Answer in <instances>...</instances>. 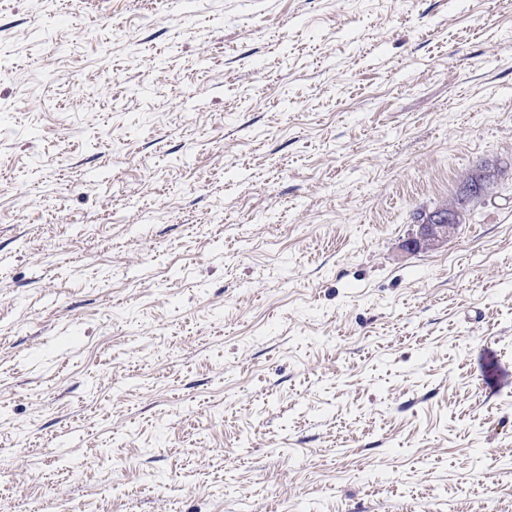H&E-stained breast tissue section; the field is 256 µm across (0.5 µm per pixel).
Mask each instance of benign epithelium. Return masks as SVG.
Returning <instances> with one entry per match:
<instances>
[{
    "label": "benign epithelium",
    "instance_id": "1",
    "mask_svg": "<svg viewBox=\"0 0 512 512\" xmlns=\"http://www.w3.org/2000/svg\"><path fill=\"white\" fill-rule=\"evenodd\" d=\"M496 176V170L489 167L472 171L458 193L459 204L446 210L439 207L421 216L415 237L408 241V249H435L447 243L448 238L454 235L461 223L469 205L488 195L490 185Z\"/></svg>",
    "mask_w": 512,
    "mask_h": 512
}]
</instances>
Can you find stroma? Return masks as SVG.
<instances>
[{
    "instance_id": "35a3bbf8",
    "label": "stroma",
    "mask_w": 512,
    "mask_h": 512,
    "mask_svg": "<svg viewBox=\"0 0 512 512\" xmlns=\"http://www.w3.org/2000/svg\"><path fill=\"white\" fill-rule=\"evenodd\" d=\"M0 512H512V0H0ZM498 173L493 168H483L471 171L469 178L463 182L462 188L457 194L459 204L453 205L455 198L447 202L443 207L436 208L421 216L418 231L415 237L408 241L407 248L412 251L422 249H435L448 242V238L454 235L457 227L469 205L477 199L488 195L490 185L494 182Z\"/></svg>"
}]
</instances>
